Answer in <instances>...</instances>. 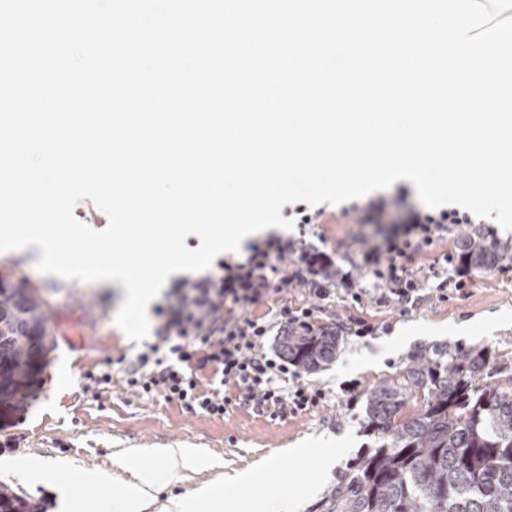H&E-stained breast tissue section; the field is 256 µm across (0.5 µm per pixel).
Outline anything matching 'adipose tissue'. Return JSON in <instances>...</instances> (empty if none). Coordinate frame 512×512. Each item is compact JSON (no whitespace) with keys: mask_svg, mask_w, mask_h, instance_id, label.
<instances>
[{"mask_svg":"<svg viewBox=\"0 0 512 512\" xmlns=\"http://www.w3.org/2000/svg\"><path fill=\"white\" fill-rule=\"evenodd\" d=\"M151 455L164 459L163 472L135 466V459ZM201 456L196 448H141L123 456L121 463L130 468L133 479L127 482L123 494L113 497L112 512H147L152 503L150 489L162 480L181 481L186 472L198 467ZM256 472L247 469L225 474L223 481L201 485L190 496L170 500L166 512H232L233 504L226 497L227 488L232 486L254 490L251 512H299L301 504L295 497L260 494Z\"/></svg>","mask_w":512,"mask_h":512,"instance_id":"obj_1","label":"adipose tissue"}]
</instances>
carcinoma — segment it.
<instances>
[{
  "label": "carcinoma",
  "instance_id": "obj_1",
  "mask_svg": "<svg viewBox=\"0 0 512 512\" xmlns=\"http://www.w3.org/2000/svg\"><path fill=\"white\" fill-rule=\"evenodd\" d=\"M508 248L477 228L461 237L463 271L491 269ZM49 336L35 296L0 286V402L23 405L34 350ZM342 336L323 327L289 331L282 353L314 372L336 359ZM485 351L424 355L366 395L367 427L379 444L351 466L331 512H512V378L482 384ZM424 394L420 412L400 417ZM0 512H39L0 482Z\"/></svg>",
  "mask_w": 512,
  "mask_h": 512
}]
</instances>
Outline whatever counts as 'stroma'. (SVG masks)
I'll list each match as a JSON object with an SVG mask.
<instances>
[{"mask_svg": "<svg viewBox=\"0 0 512 512\" xmlns=\"http://www.w3.org/2000/svg\"><path fill=\"white\" fill-rule=\"evenodd\" d=\"M396 186L359 198V205L386 198L392 217L386 224H365L345 204L324 205L320 224L306 231L291 228L287 237L307 250L329 253L338 267L360 270L362 237H380L400 225L408 208L420 206L417 194L394 203ZM466 295L442 301L429 294L415 305L354 307L344 289L323 301L316 325L336 328L348 317L371 325L366 336H344L335 361L313 372H300L301 384L325 392L320 404L298 415L272 420L246 408L224 418L191 415L160 398H140L127 390L121 373H113L112 390L94 401L83 392L87 373L108 360L134 359L144 345L130 340L116 325L122 306L117 290L98 282L68 280L39 272L27 256H0V282L34 290L51 334L36 368L37 385L23 410L0 403V481L23 491L40 512H61L59 489H69L75 512H100L129 478L118 460L134 448H200L206 459L179 483L157 485L158 503L187 496L200 484L219 480L275 456L290 478L303 512H330L336 491L350 466L372 447L366 429L365 396L380 381L394 377L414 356L436 350L483 349L493 380L512 377V261L490 271L468 272ZM14 447H4V440ZM329 440L344 452L330 471L319 457L294 458L288 447ZM25 464L23 474L12 462Z\"/></svg>", "mask_w": 512, "mask_h": 512, "instance_id": "35a3bbf8", "label": "stroma"}]
</instances>
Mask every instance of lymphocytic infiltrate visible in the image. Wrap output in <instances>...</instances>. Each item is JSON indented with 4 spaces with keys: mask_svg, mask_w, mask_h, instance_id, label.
<instances>
[{
    "mask_svg": "<svg viewBox=\"0 0 512 512\" xmlns=\"http://www.w3.org/2000/svg\"><path fill=\"white\" fill-rule=\"evenodd\" d=\"M471 221L469 213L456 208L410 210L405 224L361 249L360 266L373 278L367 288L356 287L351 273L337 272L327 253L301 251L293 241L280 239L253 246L245 262H218L217 275L176 281L165 303L155 308L154 343L123 364V381L138 397H160L192 415L221 418L232 408L248 407L276 419L316 407L322 390L304 385L285 390L290 363L266 349L273 327L311 326L314 307L284 304L275 324L254 315L253 307L273 296L285 299L293 288L326 300L338 283L358 304L367 298L416 303L420 280L405 259L427 253L449 225ZM207 375L213 386L204 385Z\"/></svg>",
    "mask_w": 512,
    "mask_h": 512,
    "instance_id": "obj_1",
    "label": "lymphocytic infiltrate"
}]
</instances>
